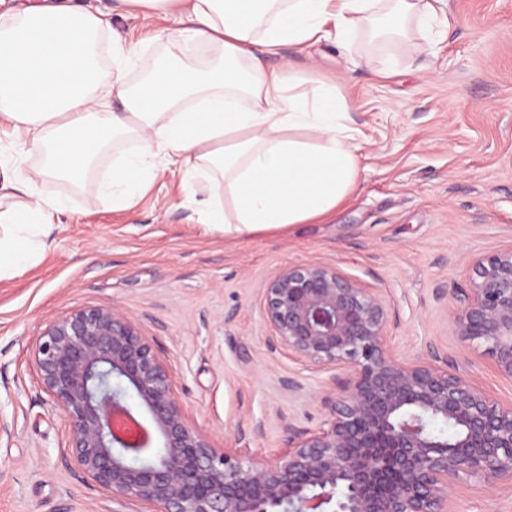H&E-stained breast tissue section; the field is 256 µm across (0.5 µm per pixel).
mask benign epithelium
<instances>
[{
    "mask_svg": "<svg viewBox=\"0 0 512 512\" xmlns=\"http://www.w3.org/2000/svg\"><path fill=\"white\" fill-rule=\"evenodd\" d=\"M470 265L450 323L512 379V246ZM264 315L270 347L339 371L327 419L290 432L282 456L244 461L215 448L150 340L101 305L51 322L34 351L40 384L72 427L66 464L112 498L162 512H448L457 483L512 484V403L433 347L415 360L389 349L375 289L318 262L288 265L264 288ZM431 420L457 433L441 438Z\"/></svg>",
    "mask_w": 512,
    "mask_h": 512,
    "instance_id": "benign-epithelium-1",
    "label": "benign epithelium"
}]
</instances>
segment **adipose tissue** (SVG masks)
<instances>
[{"mask_svg": "<svg viewBox=\"0 0 512 512\" xmlns=\"http://www.w3.org/2000/svg\"><path fill=\"white\" fill-rule=\"evenodd\" d=\"M0 0V280L37 264L66 209L37 186L81 182L106 147L125 142L103 195L133 207L154 165L185 188L211 184L206 222L240 238L332 216L357 178L348 105L321 84L290 96L292 76L268 66L281 45L327 38L347 46L362 23L418 29L442 0ZM171 21L167 59L137 87L127 82L141 47L112 28V13ZM218 54L223 67L193 51ZM37 164H28L30 154Z\"/></svg>", "mask_w": 512, "mask_h": 512, "instance_id": "obj_1", "label": "adipose tissue"}]
</instances>
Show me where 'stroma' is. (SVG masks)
Returning <instances> with one entry per match:
<instances>
[{
	"label": "stroma",
	"mask_w": 512,
	"mask_h": 512,
	"mask_svg": "<svg viewBox=\"0 0 512 512\" xmlns=\"http://www.w3.org/2000/svg\"><path fill=\"white\" fill-rule=\"evenodd\" d=\"M143 41L130 83L166 54L163 21L113 17ZM429 50L352 38L373 67H347L336 46H281L271 66L290 67L294 93L335 84L357 129L356 188L320 224H295L225 239L204 222L205 183L184 189L157 170L136 206L113 208L99 191L105 153L83 183L50 181L43 193L67 203L43 259L0 280V512H156L83 483L61 452L72 436L43 391L32 351L46 326L82 307H112L134 322L168 364L187 415L218 448L275 458L289 429L327 417L334 370L267 344V281L290 264L319 262L376 289L388 312V345L408 357L428 346L494 398L512 402L482 349H467L448 320L470 259L512 243V0H445ZM451 512H512V487L459 483Z\"/></svg>",
	"instance_id": "1"
}]
</instances>
